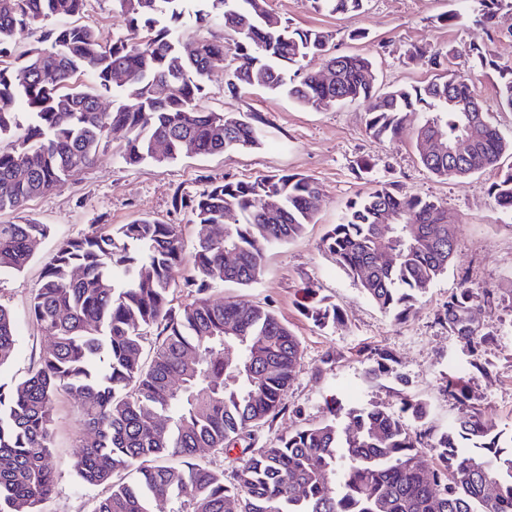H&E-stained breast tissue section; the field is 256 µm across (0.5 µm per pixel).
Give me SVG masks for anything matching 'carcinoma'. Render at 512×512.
<instances>
[{
  "mask_svg": "<svg viewBox=\"0 0 512 512\" xmlns=\"http://www.w3.org/2000/svg\"><path fill=\"white\" fill-rule=\"evenodd\" d=\"M85 0H0V212L20 221L0 224V273L21 272L50 227L23 216L34 198L61 189L75 167L89 166L101 145L123 135L129 165L169 163L189 154L212 155L260 145L255 116L211 112L202 105L205 81L230 51L236 61L230 93L284 90L301 106L325 108L368 103L366 130L397 138L409 115L426 112L414 147L430 173L461 183L497 169L512 151L490 120L478 127L468 158L423 150L432 134L449 139L464 131L448 94L473 95L472 78L450 68L420 87L378 93L372 62L358 54L329 53L330 36L292 29L258 8V0H112L126 34L107 36L71 18ZM479 21L491 23L512 0H479ZM330 14L355 13L364 0H311ZM209 30L221 26L237 39L200 35L185 40L184 17ZM43 25L41 46L17 55L16 29ZM326 57L334 71H291L308 57ZM127 75L112 87L113 73ZM166 87L161 97L157 88ZM501 107L512 112V70L499 72ZM112 94L110 111L100 96ZM165 140L169 152L156 157ZM24 169L26 176L16 178ZM278 196L279 208H265ZM492 193L512 210V167ZM316 183L298 174H262L217 182L184 203L198 227L185 280L193 300L173 306L176 278L185 264L181 225L141 217L129 224L98 225L63 241L45 266L28 312L46 349L27 375L0 384V512H42L54 488L51 461L54 410L68 394L90 434L73 459L79 481L102 488L91 512H512V431L488 420L464 378L451 376L445 391L461 405L455 422L436 434L425 427L428 404L404 395L400 412L377 406L336 410L318 424L280 436L268 448L245 452L233 481L196 461L199 448L230 453L253 428L272 424L301 356V342L269 309L239 299L214 301L218 283L252 284L269 248L301 235L318 210ZM404 223L386 224V212ZM224 225L214 238L211 226ZM341 269L385 313L400 319L448 269L456 225L437 203L402 199L393 182H377L349 202L340 223L321 240ZM394 254L390 264L378 253ZM236 253L232 267L224 251ZM477 297L461 287L437 319L470 353L479 336L471 313ZM319 328L343 321L322 300L305 305ZM17 325L0 305V366L11 359Z\"/></svg>",
  "mask_w": 512,
  "mask_h": 512,
  "instance_id": "1",
  "label": "carcinoma"
}]
</instances>
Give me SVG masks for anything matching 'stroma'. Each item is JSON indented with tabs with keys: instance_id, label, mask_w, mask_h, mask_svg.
<instances>
[{
	"instance_id": "35a3bbf8",
	"label": "stroma",
	"mask_w": 512,
	"mask_h": 512,
	"mask_svg": "<svg viewBox=\"0 0 512 512\" xmlns=\"http://www.w3.org/2000/svg\"><path fill=\"white\" fill-rule=\"evenodd\" d=\"M264 2L291 27L328 33L333 53L371 59L376 88L382 92L427 83L440 71L431 53L457 49L450 68L473 75L474 92L492 122L505 137H512V112L502 109L495 96L499 69L512 68V15L488 27L476 21L477 0H365L361 12L334 16L314 11L310 0ZM449 14L456 15L455 23H446ZM355 30L364 31V39H351ZM475 47L487 51L495 68L481 65L471 53ZM415 48L423 49L424 55L408 62L406 55ZM227 72L226 64L214 67L205 85L204 104L215 112L261 118L264 137L258 147L129 165L114 139L100 150L93 165L74 169L62 189L30 202L28 217L49 225L51 233L22 272L0 275V303L13 311L17 322L15 352L0 368V383L24 377L46 345L27 305L60 242L97 225L128 224L148 216L181 225L190 243L195 226L181 199L193 198L215 182L288 172L318 184L322 202L314 222L298 238L270 250L257 282L246 287L218 284L209 291L216 300L245 299L270 308L302 344L284 411L272 425L254 429L245 447H268L277 436L302 424L325 420L326 402L333 395L347 407L378 405L395 411L401 396L409 393L427 402L429 425L444 429L458 414L457 403L442 390L451 374L469 379L487 416L499 427L511 428L512 212L499 208L491 194L497 170L475 174L464 183L426 171L413 148L422 112L410 116L400 138L381 142L366 131V104L313 109L260 89L232 96L225 86ZM378 181L399 184L407 195L439 203L458 228L447 271L402 320L382 312L320 246L346 203ZM463 284L480 297L473 309L476 329L491 337L475 357L436 319L449 295ZM308 289L337 304L343 323L321 329L308 320L303 313ZM377 351L394 358V374L368 377L371 355ZM328 355L333 358L329 364L324 361ZM474 359L489 369V376L471 367ZM86 436L78 413L70 403L60 402L54 415L56 484L43 512H90L99 490L79 485L72 467L75 447Z\"/></svg>"
}]
</instances>
